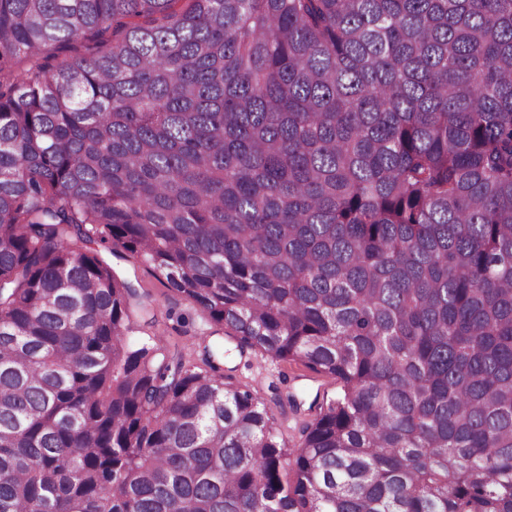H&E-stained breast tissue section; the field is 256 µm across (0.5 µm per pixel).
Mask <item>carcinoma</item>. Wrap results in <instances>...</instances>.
<instances>
[{"instance_id": "obj_1", "label": "carcinoma", "mask_w": 512, "mask_h": 512, "mask_svg": "<svg viewBox=\"0 0 512 512\" xmlns=\"http://www.w3.org/2000/svg\"><path fill=\"white\" fill-rule=\"evenodd\" d=\"M0 512H512V0H0ZM104 256L121 278L149 295V313L137 319V329L129 336L136 346H152L161 340L162 345L183 349L190 357L194 343L201 337L215 334L212 340L222 344L224 336V375L248 383L271 408L276 427L291 448L300 444L302 417L299 419L289 408L288 393L303 402L306 409L317 392L321 397L325 394L328 399L334 398L339 391L335 380L321 377L301 364L278 363L260 354L241 356L235 342L227 339L219 326H215L190 299L169 288L166 281L158 278L137 255L120 249L114 255L105 253ZM153 315L155 321L152 324L144 322H150Z\"/></svg>"}]
</instances>
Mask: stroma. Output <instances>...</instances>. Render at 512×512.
I'll return each instance as SVG.
<instances>
[{
	"label": "stroma",
	"instance_id": "1",
	"mask_svg": "<svg viewBox=\"0 0 512 512\" xmlns=\"http://www.w3.org/2000/svg\"><path fill=\"white\" fill-rule=\"evenodd\" d=\"M116 273L132 282L149 295V312L153 323L138 322L130 335L138 346L162 343L191 353L194 343L201 337L212 336L214 342L224 345V372L236 380L247 383L271 408L276 427L289 445H299L300 420L291 411L287 398L310 403L315 395L335 397L339 386L335 380L319 376L303 365L272 361L255 354H239L232 340L215 334L214 324L185 296L168 287L137 255L121 250L109 256Z\"/></svg>",
	"mask_w": 512,
	"mask_h": 512
}]
</instances>
